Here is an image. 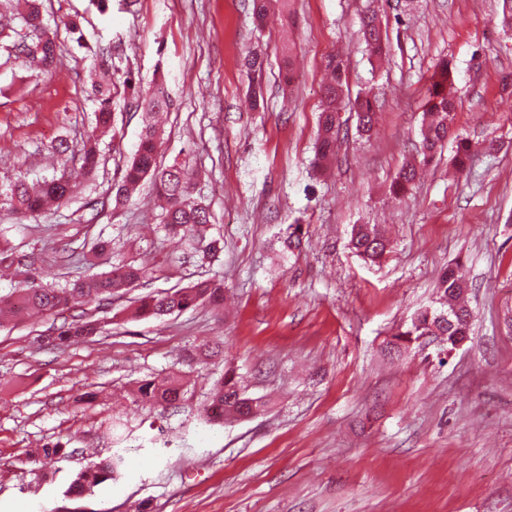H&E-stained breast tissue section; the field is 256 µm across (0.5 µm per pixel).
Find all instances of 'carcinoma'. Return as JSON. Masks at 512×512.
Segmentation results:
<instances>
[{"label": "carcinoma", "mask_w": 512, "mask_h": 512, "mask_svg": "<svg viewBox=\"0 0 512 512\" xmlns=\"http://www.w3.org/2000/svg\"><path fill=\"white\" fill-rule=\"evenodd\" d=\"M26 13L22 22L29 29L32 38L43 44V52L32 56L27 52V42L13 45L16 53L25 62L36 68L50 66L56 57L57 44L54 35L44 24L38 0H25ZM362 34L372 54L380 58L385 53L383 33L377 15L366 16L362 21ZM334 78L324 86V107L320 115L319 142L315 158L318 166H325L336 155V142L339 125L336 123V102L344 94L345 68L340 60L331 59ZM453 78L448 63H441L432 77L428 89L425 122L422 128V161H432L445 145L451 129L456 106L448 97V84ZM91 95L96 104L94 123L90 134L82 145L77 146L66 139H59L52 150L62 159V164L53 170L51 176L44 178L38 187L29 186L26 179L19 177L0 189V207L8 214L25 217L47 211L53 205H61L73 191L71 167L78 166L86 176L95 173L100 164L97 132L112 126V79H104L92 85ZM136 107L146 112H166L171 107V99L163 82L158 81L153 88L136 92L133 95ZM357 116V128L362 133L372 130L376 112L373 100L367 94L357 95L354 101ZM159 130L154 125H145L139 144L132 160L125 166L120 179L112 186V194L100 202L90 204L92 209L112 204L125 203L133 189L147 178L154 180L161 198L164 200V221L169 231L197 244L205 255H215L221 251V239L207 238L203 228L211 223L208 208L192 197V176L183 167L172 165L161 168L157 164ZM416 167L405 162L399 169L394 189L401 194L406 192L416 179ZM351 248L364 261L377 263L390 251L389 241L374 225L360 224L354 228ZM140 278V268L131 264L115 265L111 270L91 278L78 279L65 288H53L43 284L37 275L27 278L14 292L0 295V312L6 310L17 318L28 320L39 318L51 312H61L75 298H84L98 306L112 300V295L128 288ZM467 287L463 273L457 267H450L440 276L438 291L445 299L457 298L460 289ZM224 301V287L212 281H199L193 285L173 288L159 295L146 296L139 300L135 316L142 318H160L165 315L197 307L206 302L213 308H219ZM458 310L466 314L470 310L465 306H450L446 309L427 308L418 312L394 339L408 337L418 342L422 336H431L454 348V337L463 333L461 323H448V314ZM98 331L97 321L85 317L71 323H63L55 328V340L60 345H71L84 341ZM185 394L184 382L175 375L147 380L137 392V399L143 404L156 408L159 406H178ZM249 400L239 386L233 369H224V375L215 380L210 388L207 404L204 407L208 420L219 422L225 416L241 417L243 402ZM123 465V458L113 454L99 462L86 466L77 475L68 490V494L80 497L95 487L116 480Z\"/></svg>", "instance_id": "obj_1"}]
</instances>
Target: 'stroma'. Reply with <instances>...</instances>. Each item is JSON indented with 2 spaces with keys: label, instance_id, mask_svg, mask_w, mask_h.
Returning a JSON list of instances; mask_svg holds the SVG:
<instances>
[{
  "label": "stroma",
  "instance_id": "35a3bbf8",
  "mask_svg": "<svg viewBox=\"0 0 512 512\" xmlns=\"http://www.w3.org/2000/svg\"><path fill=\"white\" fill-rule=\"evenodd\" d=\"M22 0H0V187L51 174L58 138L81 142L94 105L88 72L112 50V130L101 165L71 199L37 217L0 218L12 265L0 294L30 273L63 287L110 265H143L113 295L84 342L54 345L74 305L0 327V512H512V14L503 0H42L59 44L55 67L9 53ZM377 12L389 42L376 61L361 20ZM79 21L75 39L69 21ZM265 60L255 102L248 55ZM342 55L350 94L375 99L374 131L338 113L333 163L314 169L327 64ZM455 72L457 109L440 155L403 196L391 184L416 159L427 87ZM165 82L158 164L193 174L192 194L222 237L193 252L162 224L152 182L125 205L93 211L132 157L142 128L132 87ZM472 168L454 167L456 137ZM299 249L284 251L288 225ZM375 224L392 251L369 264L350 249ZM111 251L97 256V239ZM462 265L473 321L452 352L387 340L436 306L439 274ZM224 282L223 309L160 320L132 316L138 297L201 280ZM234 368L262 403L249 419L210 423L213 379ZM176 373L179 409L144 410L142 380ZM61 451L45 458L46 445ZM125 458L118 480L80 499L66 491L89 462Z\"/></svg>",
  "mask_w": 512,
  "mask_h": 512
}]
</instances>
